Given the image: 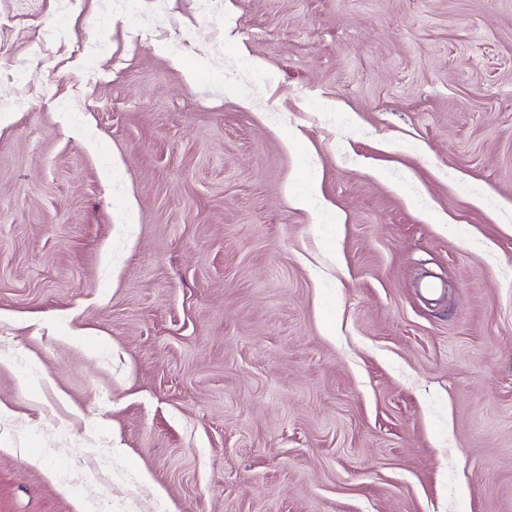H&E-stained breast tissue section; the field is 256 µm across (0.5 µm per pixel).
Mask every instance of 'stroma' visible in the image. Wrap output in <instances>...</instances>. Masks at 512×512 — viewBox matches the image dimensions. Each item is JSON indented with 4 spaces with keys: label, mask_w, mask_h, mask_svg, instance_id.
Returning a JSON list of instances; mask_svg holds the SVG:
<instances>
[{
    "label": "stroma",
    "mask_w": 512,
    "mask_h": 512,
    "mask_svg": "<svg viewBox=\"0 0 512 512\" xmlns=\"http://www.w3.org/2000/svg\"><path fill=\"white\" fill-rule=\"evenodd\" d=\"M118 2L0 0V512H512V0Z\"/></svg>",
    "instance_id": "35a3bbf8"
}]
</instances>
